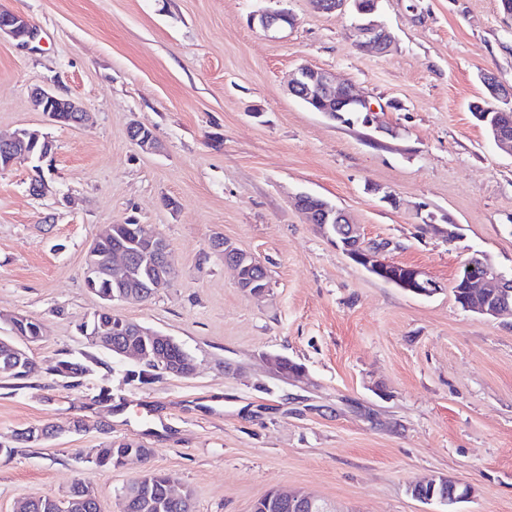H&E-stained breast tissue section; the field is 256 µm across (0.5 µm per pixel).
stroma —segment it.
<instances>
[{
    "mask_svg": "<svg viewBox=\"0 0 512 512\" xmlns=\"http://www.w3.org/2000/svg\"><path fill=\"white\" fill-rule=\"evenodd\" d=\"M270 5L0 0L39 30L26 47L0 38V135L27 127L53 142L44 196L29 192L32 163L0 173V312L44 327L26 347L38 372L0 378V512L77 480L101 512H121L135 469L85 461L109 440L150 448L194 512H253L275 488L326 512H443L407 491L438 476L471 486L459 512H512V317L485 320L452 292L475 253L512 273V156L469 110L482 74L512 87V15L499 0H379L393 42L378 54L357 46L350 13L312 0H281L295 25L265 33L250 18ZM303 65L351 81L377 122L309 110L288 88ZM37 87L90 121L52 124L31 103ZM134 122L158 152L130 140ZM298 193L346 210L440 291L417 296L355 264L293 206ZM126 222L167 239L173 271L150 300L113 308L183 344L192 377L127 381L136 362L77 331L99 305L88 248ZM216 235L265 265V295L237 288L209 249ZM65 352L90 358L79 383L52 372ZM271 355L301 378L277 376ZM78 418L88 428L75 433ZM44 424L57 436L18 441Z\"/></svg>",
    "mask_w": 512,
    "mask_h": 512,
    "instance_id": "1",
    "label": "stroma"
}]
</instances>
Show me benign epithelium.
I'll use <instances>...</instances> for the list:
<instances>
[{"label": "benign epithelium", "instance_id": "7a95c632", "mask_svg": "<svg viewBox=\"0 0 512 512\" xmlns=\"http://www.w3.org/2000/svg\"><path fill=\"white\" fill-rule=\"evenodd\" d=\"M315 7L324 13H335L346 9L355 11L358 22L355 27L364 38L361 45L374 48L380 53L388 51L392 44L391 34L380 27L374 20L378 0H313ZM253 20L266 32H280L295 24L288 10L280 8L263 10L253 16ZM7 35L21 46H27L38 38V31L24 17L0 8V36ZM483 83L488 92L485 104L480 106L484 118L490 119V138L502 150L512 154V88H505L490 74L483 76ZM291 92L304 103L314 107V111L324 114L331 121L346 122L345 113L358 112L364 115L363 123H370L376 109L365 95L349 83H336V75L322 69L302 66L296 72ZM35 108L58 126H78L84 123L86 112L71 97L61 95L51 89L36 88L32 91ZM129 130L134 133L131 140L145 152L159 149L156 136L146 131V126L134 122ZM43 140V150L35 155L26 151V141ZM53 144L48 137L30 128H20L10 137H0V172L10 170L15 161L24 156L32 162L41 163L52 153ZM293 205L304 212L310 223L320 225L332 243L350 260L366 269L371 274L385 275L384 281L399 283L405 290L418 296L434 294L440 285L429 278L417 267L390 262L382 258L385 245L372 242L368 245L357 240L358 230L350 223L346 211L339 209L322 197L302 193L294 197ZM348 225L343 234L330 233L334 223ZM139 239L150 242L146 248L131 249L122 247L102 260L96 250L97 243H92L87 251V262L95 276L117 284L133 287L138 281H149L155 268L171 269L170 251L167 240L159 233L153 232L146 225L137 227ZM211 250L224 260V265L235 273L238 287L253 295H260L268 290V285L245 274V269L260 264L258 258L235 247L230 242L214 239ZM455 283L468 293L475 288L489 292V300L479 314L488 319H496L506 312L512 313V274L499 270L492 261L480 265L466 260L462 263ZM125 328L130 335L141 340V344H115L112 342L110 325L101 321L88 331V323H83L80 332L88 334L100 348L109 347L112 353L122 357H132L138 363H150L164 368V374L175 377H190L196 371L193 360L169 362L149 352L146 342L156 339L165 340L168 335L145 327L138 322L128 321ZM0 350L8 359L7 369L14 371L21 367L26 356L23 348L14 342L12 336H0ZM274 495L288 503L292 509L300 512H321L317 501L309 496L274 491Z\"/></svg>", "mask_w": 512, "mask_h": 512}]
</instances>
